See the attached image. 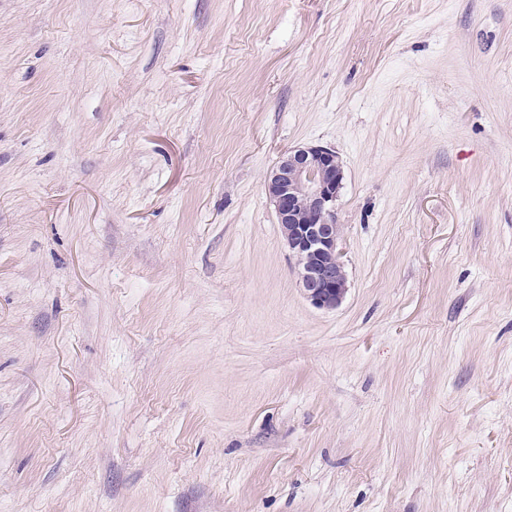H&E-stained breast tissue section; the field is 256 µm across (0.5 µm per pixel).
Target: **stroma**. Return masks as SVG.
<instances>
[{
	"instance_id": "35a3bbf8",
	"label": "stroma",
	"mask_w": 512,
	"mask_h": 512,
	"mask_svg": "<svg viewBox=\"0 0 512 512\" xmlns=\"http://www.w3.org/2000/svg\"><path fill=\"white\" fill-rule=\"evenodd\" d=\"M0 512H512V0H0ZM343 181L335 151L299 146L282 155L266 185L277 224L296 260L299 286L318 308L338 307L348 290L336 222Z\"/></svg>"
}]
</instances>
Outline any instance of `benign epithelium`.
Here are the masks:
<instances>
[{"mask_svg": "<svg viewBox=\"0 0 512 512\" xmlns=\"http://www.w3.org/2000/svg\"><path fill=\"white\" fill-rule=\"evenodd\" d=\"M343 181L335 151L299 146L282 155L266 185L277 224L296 260L299 286L318 308L338 307L348 290L336 222Z\"/></svg>", "mask_w": 512, "mask_h": 512, "instance_id": "7a95c632", "label": "benign epithelium"}]
</instances>
